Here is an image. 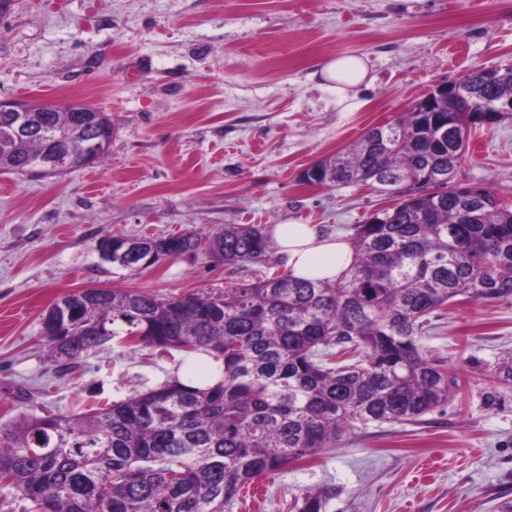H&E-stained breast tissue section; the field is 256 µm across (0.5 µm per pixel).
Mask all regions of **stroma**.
I'll use <instances>...</instances> for the list:
<instances>
[{
  "label": "stroma",
  "mask_w": 512,
  "mask_h": 512,
  "mask_svg": "<svg viewBox=\"0 0 512 512\" xmlns=\"http://www.w3.org/2000/svg\"><path fill=\"white\" fill-rule=\"evenodd\" d=\"M370 62L337 104L317 73L331 57ZM512 67V0H7L0 101L85 103L112 120L105 164L40 177L0 173V424L18 410L68 413L162 384L183 352L112 341L74 374L56 372L42 315L82 288L162 296L224 289L231 270L182 256L144 270L102 259L108 234L315 224L349 236L386 199L300 174L444 80ZM462 174L512 200V121L470 134ZM421 342L461 391L415 423L345 430L335 447L262 478L226 512H287L300 490L332 487L323 512H506L512 505V301L462 300L430 315Z\"/></svg>",
  "instance_id": "35a3bbf8"
}]
</instances>
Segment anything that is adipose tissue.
<instances>
[{
    "label": "adipose tissue",
    "mask_w": 512,
    "mask_h": 512,
    "mask_svg": "<svg viewBox=\"0 0 512 512\" xmlns=\"http://www.w3.org/2000/svg\"><path fill=\"white\" fill-rule=\"evenodd\" d=\"M320 74L324 87L341 104L347 101L350 88L367 79L368 66L365 58L358 55L332 57L322 63ZM274 235L289 274L297 278L336 281L354 260L349 240L324 234L313 224H279Z\"/></svg>",
    "instance_id": "1"
}]
</instances>
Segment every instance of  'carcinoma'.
<instances>
[{"label": "carcinoma", "mask_w": 512, "mask_h": 512, "mask_svg": "<svg viewBox=\"0 0 512 512\" xmlns=\"http://www.w3.org/2000/svg\"><path fill=\"white\" fill-rule=\"evenodd\" d=\"M478 99L447 112L420 101L314 164L320 186L370 185L393 204L353 227L354 264L338 282L277 272L278 243L263 224L188 228L160 238L174 258L203 255L226 267L269 272L224 289L158 296L129 288H85L42 315L49 360L70 374L115 338L134 348L208 354L223 379L192 387L165 383L97 409L44 417L20 412L0 425V509L20 512H225L242 486L264 473L336 446L350 427L418 421L448 405L459 379L420 344L434 311L459 296L512 301V206L481 187L466 208L460 180L473 108L512 98V68L493 85L481 73ZM50 105L31 122L72 137L74 152L101 161V127ZM112 137V134L105 135ZM45 142L0 133V171L42 175L33 160ZM131 238L105 236L109 261L140 267L124 251ZM492 381L512 383V354ZM333 489L294 497L292 512H322Z\"/></svg>", "instance_id": "carcinoma-1"}]
</instances>
